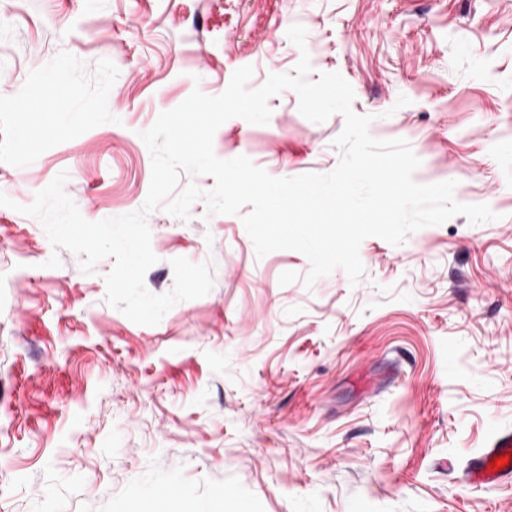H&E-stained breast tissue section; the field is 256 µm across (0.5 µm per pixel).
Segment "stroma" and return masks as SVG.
Returning <instances> with one entry per match:
<instances>
[{"instance_id":"stroma-1","label":"stroma","mask_w":512,"mask_h":512,"mask_svg":"<svg viewBox=\"0 0 512 512\" xmlns=\"http://www.w3.org/2000/svg\"><path fill=\"white\" fill-rule=\"evenodd\" d=\"M305 52L375 138L410 144L416 182L456 181L497 220L367 238L359 284L337 269L309 289L279 283L308 259L257 257L240 216L158 210L147 289H172L177 257L212 262L214 287L142 326L105 301L112 259L83 274L17 212L63 171L87 221L138 210L161 112ZM57 82V128L20 123ZM269 107L221 125L215 155L278 178L337 166L342 115L313 123L291 90ZM0 193V512H136L160 492L168 512H512L511 483L465 479L512 429V0H0Z\"/></svg>"}]
</instances>
